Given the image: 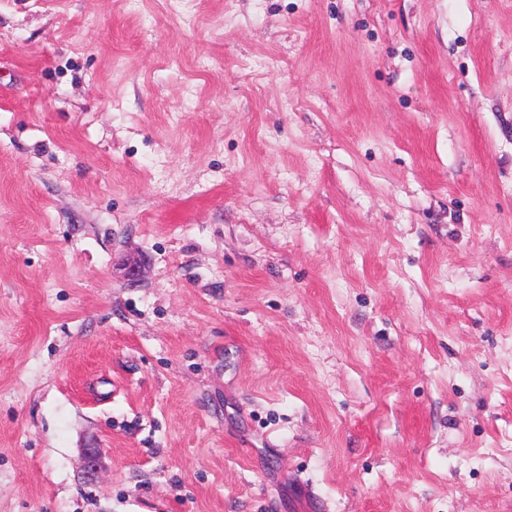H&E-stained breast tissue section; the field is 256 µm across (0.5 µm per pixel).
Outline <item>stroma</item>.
<instances>
[{"instance_id": "stroma-1", "label": "stroma", "mask_w": 512, "mask_h": 512, "mask_svg": "<svg viewBox=\"0 0 512 512\" xmlns=\"http://www.w3.org/2000/svg\"><path fill=\"white\" fill-rule=\"evenodd\" d=\"M0 512H512V0H0Z\"/></svg>"}]
</instances>
